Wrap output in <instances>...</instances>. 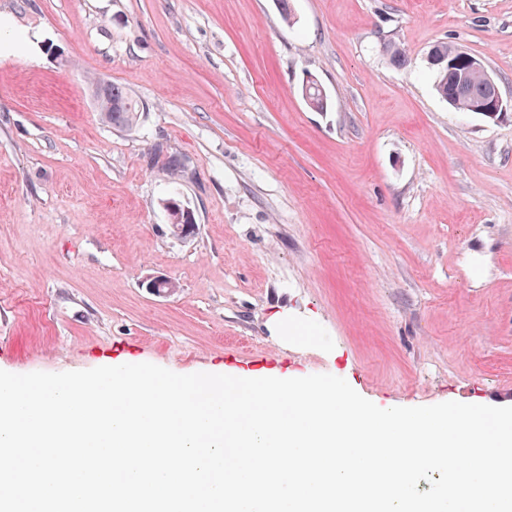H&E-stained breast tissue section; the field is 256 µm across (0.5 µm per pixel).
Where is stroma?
I'll return each instance as SVG.
<instances>
[{"instance_id":"35a3bbf8","label":"stroma","mask_w":512,"mask_h":512,"mask_svg":"<svg viewBox=\"0 0 512 512\" xmlns=\"http://www.w3.org/2000/svg\"><path fill=\"white\" fill-rule=\"evenodd\" d=\"M289 6L0 0V370L331 374L380 407L512 406V0ZM443 41L484 62L498 118L437 93ZM99 82L137 102L132 128ZM94 95L100 112L109 123L126 128L134 125L137 117L136 103L121 86L115 83L97 84Z\"/></svg>"}]
</instances>
